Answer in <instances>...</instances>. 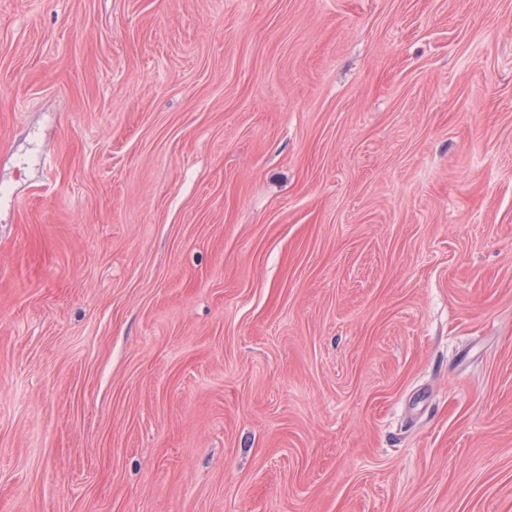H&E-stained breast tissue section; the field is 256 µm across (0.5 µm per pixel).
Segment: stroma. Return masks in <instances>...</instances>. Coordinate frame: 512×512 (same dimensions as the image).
<instances>
[{
  "instance_id": "obj_1",
  "label": "stroma",
  "mask_w": 512,
  "mask_h": 512,
  "mask_svg": "<svg viewBox=\"0 0 512 512\" xmlns=\"http://www.w3.org/2000/svg\"><path fill=\"white\" fill-rule=\"evenodd\" d=\"M0 512H512V0H0Z\"/></svg>"
}]
</instances>
